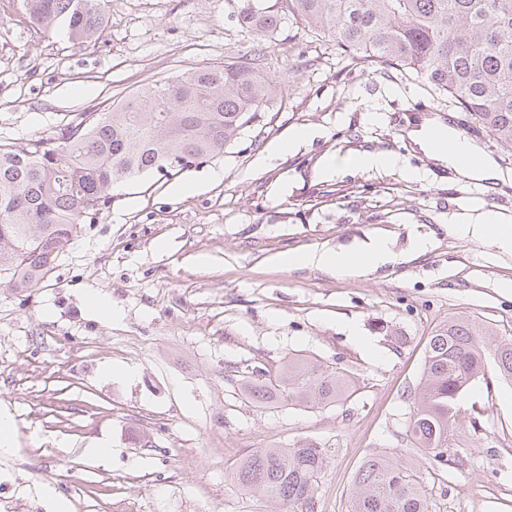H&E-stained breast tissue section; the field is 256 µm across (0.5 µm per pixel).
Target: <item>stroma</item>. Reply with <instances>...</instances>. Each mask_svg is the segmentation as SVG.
<instances>
[{"label": "stroma", "instance_id": "obj_1", "mask_svg": "<svg viewBox=\"0 0 512 512\" xmlns=\"http://www.w3.org/2000/svg\"><path fill=\"white\" fill-rule=\"evenodd\" d=\"M232 0H109L98 40L31 23L0 0V143L48 138L177 73L263 50L286 83L227 152L177 173L123 180L38 288H0V512H272L227 475L260 448H326L318 512H348L373 453L411 454L407 424L429 336L463 312L512 336V256L449 233L491 209L512 218V184L460 185L408 136L424 118L459 127L446 97L393 70L351 63L287 24L265 41ZM297 129L313 138L276 154ZM390 152L394 168L353 158ZM196 192L180 195L177 184ZM433 246L414 253V237ZM394 255L363 275L290 269L283 255ZM112 301L103 317L85 303ZM345 369L354 392L328 407L261 406L241 378L285 356ZM132 377L105 378L106 366ZM108 441L104 462L87 449ZM414 454V453H413ZM417 456V455H416ZM431 512H512V380L487 361L457 405L443 458L418 455Z\"/></svg>", "mask_w": 512, "mask_h": 512}]
</instances>
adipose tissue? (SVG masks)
Segmentation results:
<instances>
[{"instance_id": "obj_1", "label": "adipose tissue", "mask_w": 512, "mask_h": 512, "mask_svg": "<svg viewBox=\"0 0 512 512\" xmlns=\"http://www.w3.org/2000/svg\"><path fill=\"white\" fill-rule=\"evenodd\" d=\"M410 140L435 162L451 169L457 182L469 184L475 180L512 181V174L498 169L494 161L470 139L435 119L431 124L409 131ZM454 232L489 242L501 253L512 254V224L494 212L483 215L475 224H457ZM393 258L386 241H374L360 254L345 252H291L282 263L288 268L317 267L339 276L357 275L372 266H379Z\"/></svg>"}]
</instances>
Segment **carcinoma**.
Here are the masks:
<instances>
[{"label":"carcinoma","instance_id":"obj_1","mask_svg":"<svg viewBox=\"0 0 512 512\" xmlns=\"http://www.w3.org/2000/svg\"><path fill=\"white\" fill-rule=\"evenodd\" d=\"M33 23L60 20L71 38L92 39L108 0H23ZM245 29L271 37L285 19L316 30L352 60L425 81L448 97L475 132L512 147V0H237ZM263 53L175 75L101 112H81L59 144L31 138L0 144V285L37 287L56 268L81 225L94 223L115 184L151 170L181 171L224 154L281 88ZM486 330L465 315L448 319L428 340L408 432L414 447L440 457L456 403L484 375ZM499 372L512 378V337L494 344ZM354 387L336 367L291 355L275 375L249 379L242 394L263 406L288 400L314 409ZM327 449L264 448L231 473L241 491L317 512ZM349 512H430L420 470L398 455L367 458L354 477Z\"/></svg>","mask_w":512,"mask_h":512}]
</instances>
